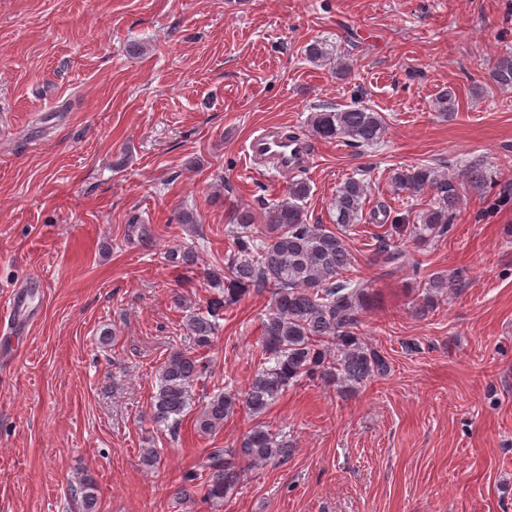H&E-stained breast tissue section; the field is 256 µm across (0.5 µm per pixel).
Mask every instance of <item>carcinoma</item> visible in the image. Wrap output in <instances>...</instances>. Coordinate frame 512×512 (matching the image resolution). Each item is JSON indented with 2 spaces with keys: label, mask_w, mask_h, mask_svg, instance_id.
Returning a JSON list of instances; mask_svg holds the SVG:
<instances>
[{
  "label": "carcinoma",
  "mask_w": 512,
  "mask_h": 512,
  "mask_svg": "<svg viewBox=\"0 0 512 512\" xmlns=\"http://www.w3.org/2000/svg\"><path fill=\"white\" fill-rule=\"evenodd\" d=\"M305 58L313 63L332 57L327 43L315 40L304 47ZM492 80L500 87H512V55L500 57L491 68ZM434 110L444 116L455 112L454 92L446 88L435 97ZM314 136L324 140L341 138L360 146L383 141L387 131L381 113L362 105L345 109L324 108L312 113ZM397 195L430 194L429 207L418 216L410 235L418 243L444 233L468 189L482 190L491 180L480 165H470L450 178L437 169L421 165L400 167L389 175ZM311 187L304 180L288 184L284 198L268 207L267 222L255 224L254 212L238 209L231 217L227 235L233 250L224 255V270H210L207 277L224 280V296L208 303L206 312L189 318L195 344L205 348L219 331L224 309L236 304L251 291H269L272 309L261 326L262 346L268 366L258 371L240 395L220 391L200 407L195 425L211 434L224 419L243 406L254 416L262 415L289 386L317 377L327 384L353 388L378 375L390 372L386 358L361 338L360 315L369 294L367 280L352 273L355 257L345 233L362 219L367 185L354 178L343 182L332 202L331 229L307 222L303 203ZM176 267L197 265L196 251L180 249L169 254ZM455 287L454 281L435 273L425 283L424 300L431 302ZM205 370L201 359L184 352L171 354L158 370L153 396L152 418L174 432L191 407V389ZM292 448L285 437L277 438L262 422L255 423L237 448H213L203 458V483L198 473L183 476L177 494L191 496L201 487L209 500L221 501L240 476L239 461L262 463L285 459ZM95 484L89 477L79 479L73 492L81 496L84 512H95Z\"/></svg>",
  "instance_id": "obj_1"
}]
</instances>
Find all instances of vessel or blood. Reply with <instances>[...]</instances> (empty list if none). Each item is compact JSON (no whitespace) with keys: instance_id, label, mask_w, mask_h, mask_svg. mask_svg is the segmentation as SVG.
<instances>
[{"instance_id":"vessel-or-blood-1","label":"vessel or blood","mask_w":512,"mask_h":512,"mask_svg":"<svg viewBox=\"0 0 512 512\" xmlns=\"http://www.w3.org/2000/svg\"><path fill=\"white\" fill-rule=\"evenodd\" d=\"M251 173L262 177L275 174H294L305 170L309 164L311 148L303 140L289 141L265 128L250 138L245 145Z\"/></svg>"}]
</instances>
